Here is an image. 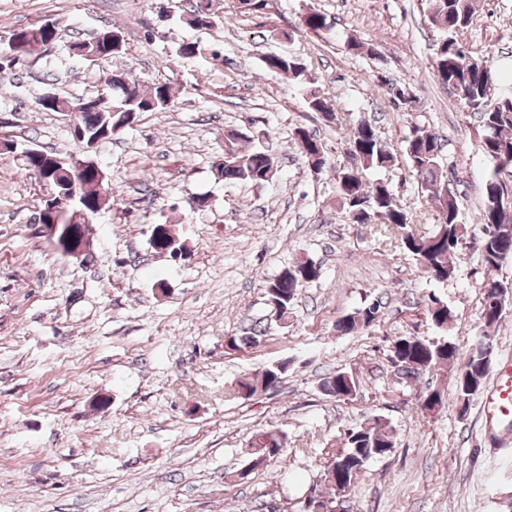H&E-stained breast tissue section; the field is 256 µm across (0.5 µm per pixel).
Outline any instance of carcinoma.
Here are the masks:
<instances>
[{
	"label": "carcinoma",
	"mask_w": 512,
	"mask_h": 512,
	"mask_svg": "<svg viewBox=\"0 0 512 512\" xmlns=\"http://www.w3.org/2000/svg\"><path fill=\"white\" fill-rule=\"evenodd\" d=\"M422 9L429 23L441 33L435 53L433 69L438 81L448 88L466 112L478 115L481 136L479 149L487 157L490 168L485 175L484 202L477 224L480 232L470 234L467 225L459 220V204L448 186L442 166L443 145L438 136L415 125L405 139V160L418 178L422 195L436 201L435 229L429 235H418L408 229L413 223L410 213L401 208L390 183H371L366 179L369 169L381 170L392 167L394 157L386 143L378 135L372 123L363 116L349 122L347 140L349 153L358 160V166L336 171V194L342 218L348 224H393L404 230L401 238L403 248L411 253L420 269L430 278L446 281L454 274L451 256L463 247L475 245L481 253L487 269L497 271L503 262L512 258V184L502 179V171L512 170V93L493 97L494 74L486 60L478 59L464 50L457 34L467 29L476 14L475 0H421ZM214 22L211 0H196L192 5L187 23L193 27L206 28ZM304 30L319 33L328 29L326 16L309 10L302 17ZM14 34L26 44L24 54L38 55V43L55 42L59 32L56 21L46 19L29 27L17 29ZM267 70L286 74L297 83H311L305 64L289 54H270L264 57ZM172 103L170 87L160 84L149 91L142 89L139 81L126 72L112 73L107 97L101 104L85 106V100L61 97L56 106L40 105L48 112H61L78 108L84 128L98 134L126 128L135 122L137 114L163 109ZM308 109L330 123L336 113L328 99L315 89L306 95ZM294 135L302 147V157L308 170L314 175L322 174L331 167L323 144L306 129L298 127ZM243 134L231 130L224 138V162L215 167L214 176L226 184L247 182L264 185L276 174L274 162L269 154L260 150H244L238 146ZM58 155L44 152L40 156L22 158L24 169L40 186H49L57 191L68 189L70 164L57 161ZM83 201L86 208H96L100 203V189L93 173L85 174ZM150 245L157 252L184 251L181 244L165 224L153 227ZM320 266L311 259L296 261L284 269L266 285V299L279 307L280 316L288 318L301 290L318 280ZM503 285L490 278L484 283L481 318L486 333L479 346L467 353L462 365L455 371L458 403L469 406L470 401L482 392L489 372L484 359L485 349L490 347L489 331L500 322L502 314L497 312L498 294L495 289ZM381 301L367 303L355 312L336 321V330L349 334L356 328L370 327L378 322ZM424 311L438 328L452 324L453 315L447 304L431 296ZM392 347L406 364V372L400 378L411 383L422 372L436 368H449L458 360L457 348L448 339H425L419 336H399ZM287 367L280 363L266 369L261 378L247 377L238 382V389L247 390L251 398L281 383ZM321 389L327 396L346 400L356 394L358 382L347 372L338 371L322 380ZM395 431L390 421L378 415L369 417L357 427L345 433L342 450L334 461L343 463L344 477L328 483L332 493L327 499L336 502L345 497L362 473L354 463L369 458L383 457L395 446ZM286 442L285 434L278 428L266 429L253 436L249 443L250 468H257L280 457Z\"/></svg>",
	"instance_id": "1"
}]
</instances>
